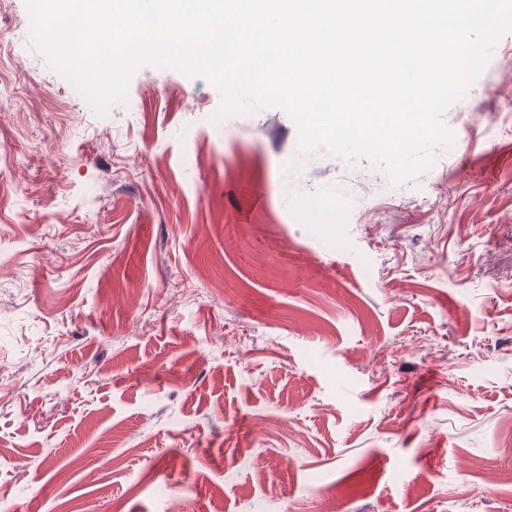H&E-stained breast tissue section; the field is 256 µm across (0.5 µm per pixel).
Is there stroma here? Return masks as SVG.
<instances>
[{
    "label": "stroma",
    "instance_id": "stroma-1",
    "mask_svg": "<svg viewBox=\"0 0 512 512\" xmlns=\"http://www.w3.org/2000/svg\"><path fill=\"white\" fill-rule=\"evenodd\" d=\"M220 103L97 113L0 11V502L512 512V32L404 183Z\"/></svg>",
    "mask_w": 512,
    "mask_h": 512
}]
</instances>
